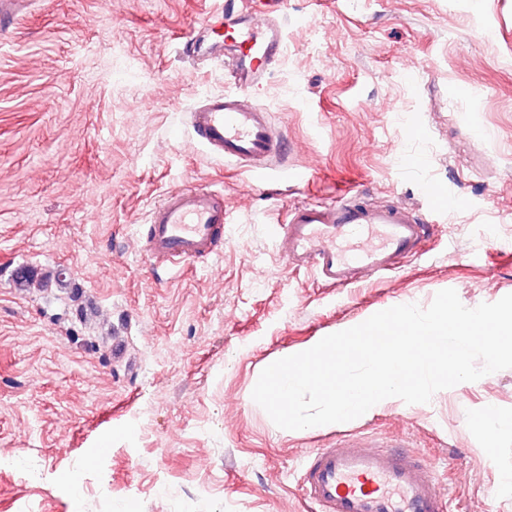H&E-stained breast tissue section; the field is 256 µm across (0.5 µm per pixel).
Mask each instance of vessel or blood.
Listing matches in <instances>:
<instances>
[{"label":"vessel or blood","instance_id":"obj_1","mask_svg":"<svg viewBox=\"0 0 512 512\" xmlns=\"http://www.w3.org/2000/svg\"><path fill=\"white\" fill-rule=\"evenodd\" d=\"M287 5L226 0L203 37H186L183 44L189 59H222L235 85L234 93L212 96L188 112L194 137L257 179L287 147L258 96L283 52ZM229 217L219 190L170 191L150 211L144 256L156 268L217 259L214 247ZM273 235L288 265L312 271L322 287L347 288L400 272L426 250L433 228L405 204L365 201L345 191L330 202L286 207ZM400 445L353 435L310 452L300 480L314 512H444L435 468Z\"/></svg>","mask_w":512,"mask_h":512}]
</instances>
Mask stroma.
<instances>
[{"mask_svg":"<svg viewBox=\"0 0 512 512\" xmlns=\"http://www.w3.org/2000/svg\"><path fill=\"white\" fill-rule=\"evenodd\" d=\"M219 8L29 0L0 30V512H304L303 455L344 434L403 439L452 480L450 512H512V368L329 428L276 429L252 398L276 359L379 311L512 294V0H288L262 97L288 152L263 181L186 122L234 90L181 51ZM198 183L232 213L223 257L154 272L149 211ZM349 187L436 235L395 277L331 291L271 227ZM24 265L43 281L22 292Z\"/></svg>","mask_w":512,"mask_h":512,"instance_id":"obj_1","label":"stroma"}]
</instances>
